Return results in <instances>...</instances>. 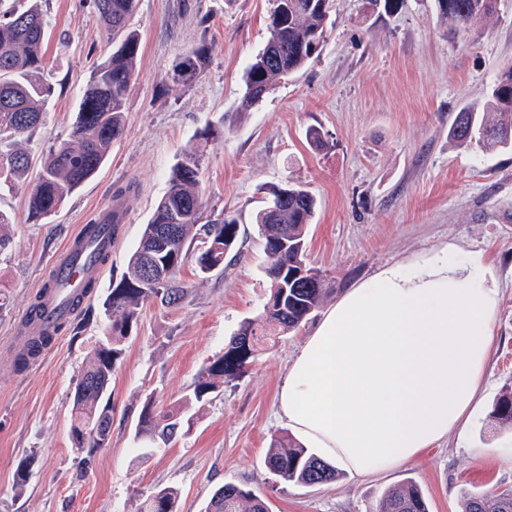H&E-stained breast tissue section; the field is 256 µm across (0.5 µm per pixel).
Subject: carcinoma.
Returning <instances> with one entry per match:
<instances>
[{"label": "carcinoma", "instance_id": "1", "mask_svg": "<svg viewBox=\"0 0 512 512\" xmlns=\"http://www.w3.org/2000/svg\"><path fill=\"white\" fill-rule=\"evenodd\" d=\"M137 0H93L104 26L112 31V50L92 70L69 137L49 150L37 177L27 181L33 159L23 143L41 122L43 107L53 93L37 78L44 68L47 21L39 0H0V189L26 186L28 218L51 216L83 183L97 173L123 134L124 101L136 75L139 33L131 24ZM331 0H274L269 16V37L250 63L244 78L240 108L262 102L274 83L298 72L317 57L325 40ZM440 15L455 34L486 25L494 14L495 0H437ZM209 47L193 48L173 66L171 80L187 85L204 70ZM492 115L487 119L481 112ZM483 111L462 108L449 128L460 145L480 135L489 147H512V65L503 68ZM201 154L188 150L177 164L169 186L144 225L138 246L130 255L128 270L112 284L105 304L108 330L91 352L89 365L73 394L70 414L72 448L92 454L103 447L104 432H111L112 408L106 393L123 344L137 325L142 308L158 303H181L186 287L178 280L180 269L192 259L199 272L224 270V260L236 246L239 225L221 218L202 221ZM271 207L257 215L263 251L268 259L269 296L261 318L244 323L205 368L194 385L192 400L202 409L223 386L240 378L254 362L267 339L297 328L321 305L325 288L320 274L306 263L307 226L315 216L316 200L303 186L286 184L269 189ZM62 329L57 325L28 337L15 357L25 368L48 347ZM493 418L512 428V392L497 400ZM184 421L175 409L144 402L136 427L140 440L167 442ZM266 467L298 484L320 485L336 480V467L315 451L285 435L272 439ZM179 491L160 488V494L142 495L138 512H179ZM205 512H269L267 503L243 485L225 483L210 498ZM375 512H429L426 499L412 483L391 487L382 494ZM462 512H512V493L474 492L463 496Z\"/></svg>", "mask_w": 512, "mask_h": 512}]
</instances>
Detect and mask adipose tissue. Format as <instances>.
Segmentation results:
<instances>
[{"label":"adipose tissue","mask_w":512,"mask_h":512,"mask_svg":"<svg viewBox=\"0 0 512 512\" xmlns=\"http://www.w3.org/2000/svg\"><path fill=\"white\" fill-rule=\"evenodd\" d=\"M498 302L483 255L434 249L381 269L326 311L280 386V418L339 468L379 475L463 432Z\"/></svg>","instance_id":"adipose-tissue-1"}]
</instances>
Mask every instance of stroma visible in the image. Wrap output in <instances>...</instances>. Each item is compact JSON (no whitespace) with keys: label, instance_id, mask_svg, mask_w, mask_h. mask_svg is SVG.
I'll use <instances>...</instances> for the list:
<instances>
[{"label":"stroma","instance_id":"stroma-1","mask_svg":"<svg viewBox=\"0 0 512 512\" xmlns=\"http://www.w3.org/2000/svg\"><path fill=\"white\" fill-rule=\"evenodd\" d=\"M42 9L41 78L54 93L27 143L36 159L67 138L89 74L112 42L92 0H43ZM272 9L273 0H137V75L123 134L105 163L36 224L26 220L24 189L0 195V208L15 217L0 251V290L11 299L0 318V512H137L140 493L158 486L179 490L180 512H205L227 482L253 489L271 512H371L386 488L404 482L418 486L430 512H461L466 492H512V430L492 419L497 397L512 389V149L460 146L448 135L456 113L483 107L512 64V0H497L489 25L459 35L449 33L435 0H404L382 17L368 0H332L319 56L243 112L242 77L267 40ZM202 43L210 48L202 76L174 84V62ZM312 127L326 147L309 141ZM207 129L203 217L235 218L239 252L220 275L201 276L186 263L182 304L143 308L108 391L110 441L85 458L71 447L70 413L107 324L103 302L174 167ZM289 181L317 201L306 262L324 279L322 307L197 409L187 397L204 368L262 314L270 283L256 215L269 188ZM129 183L135 189L122 200L124 222L101 279L77 318L17 370L22 315L52 256ZM446 245L462 260L482 253L500 287L494 352L468 427L378 476L343 471L333 483L305 486L270 472V442L289 432L276 395L324 308L385 266ZM149 398L192 417V427L168 444L137 440Z\"/></svg>","mask_w":512,"mask_h":512}]
</instances>
